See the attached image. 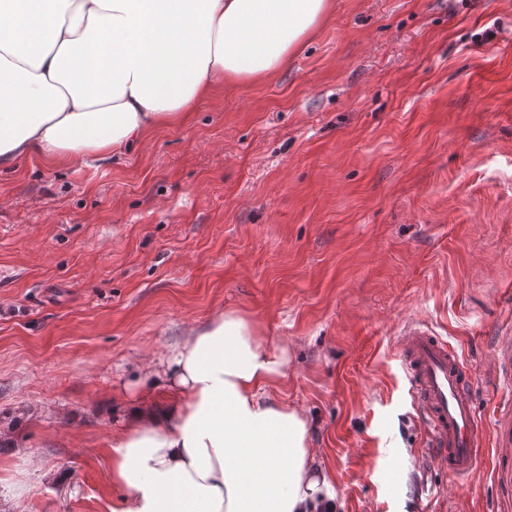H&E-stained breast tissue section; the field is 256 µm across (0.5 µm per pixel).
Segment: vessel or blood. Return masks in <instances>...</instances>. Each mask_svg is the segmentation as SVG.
I'll use <instances>...</instances> for the list:
<instances>
[{"mask_svg": "<svg viewBox=\"0 0 512 512\" xmlns=\"http://www.w3.org/2000/svg\"><path fill=\"white\" fill-rule=\"evenodd\" d=\"M396 345L427 431V455L450 477L472 475L482 465L488 429L465 367L447 341L421 320L405 322Z\"/></svg>", "mask_w": 512, "mask_h": 512, "instance_id": "vessel-or-blood-1", "label": "vessel or blood"}]
</instances>
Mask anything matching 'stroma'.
Instances as JSON below:
<instances>
[{"label": "stroma", "instance_id": "1", "mask_svg": "<svg viewBox=\"0 0 512 512\" xmlns=\"http://www.w3.org/2000/svg\"><path fill=\"white\" fill-rule=\"evenodd\" d=\"M332 4L276 76L133 150L0 171V512H112L125 387L227 309L287 348L337 512H512V447L459 484L426 458L394 347L426 321L483 416L512 395V0Z\"/></svg>", "mask_w": 512, "mask_h": 512}]
</instances>
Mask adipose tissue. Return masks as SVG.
Segmentation results:
<instances>
[{"instance_id": "ef3b65f1", "label": "adipose tissue", "mask_w": 512, "mask_h": 512, "mask_svg": "<svg viewBox=\"0 0 512 512\" xmlns=\"http://www.w3.org/2000/svg\"><path fill=\"white\" fill-rule=\"evenodd\" d=\"M330 11L331 0H0V170L130 149L224 82L277 74ZM287 367L236 310L148 355L106 441L112 512H336L309 417L271 393Z\"/></svg>"}]
</instances>
